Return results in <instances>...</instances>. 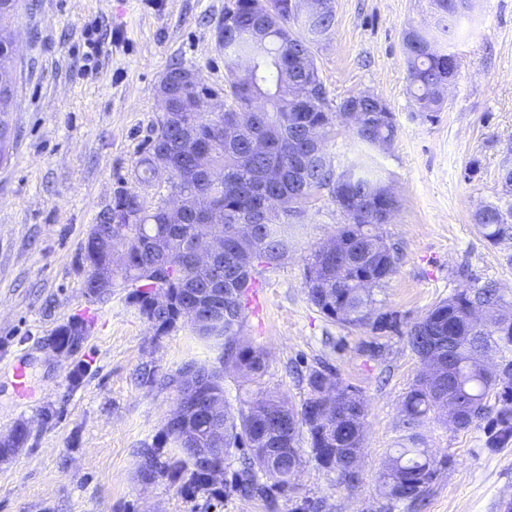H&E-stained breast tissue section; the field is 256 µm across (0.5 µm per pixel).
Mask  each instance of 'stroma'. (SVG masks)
Listing matches in <instances>:
<instances>
[{"label":"stroma","mask_w":512,"mask_h":512,"mask_svg":"<svg viewBox=\"0 0 512 512\" xmlns=\"http://www.w3.org/2000/svg\"><path fill=\"white\" fill-rule=\"evenodd\" d=\"M231 0H26L11 28L24 65L7 161L0 163V435L17 421L32 428L18 454L0 462V512H292L309 499L319 512H505L512 502V442L486 445L485 422L458 430L436 418L404 421L400 404L423 370L405 332L439 300L495 282L512 304V243L477 232L485 204L512 206L502 176L512 169V0H479L458 23L452 49L461 67L435 120L417 112L408 90L402 36L433 27L429 0H335L331 33L312 48L326 109L370 92L391 108L399 130L385 150L369 148L334 122L326 150L334 170L368 157L400 207L383 233L398 248V272L376 288L396 331L374 334L326 319L304 287L310 254L347 217L321 190L300 206L301 229L279 265L257 267L241 334L263 349L265 388L301 403L309 368L323 366L356 387L366 406L360 479L346 487L307 462L288 496L265 501L180 495L167 481L135 476L136 448L164 428L176 393L141 385L151 364L174 372L185 362L220 363L222 350L191 325L155 336L126 301V289L87 296L80 246L117 188L168 199L160 179L139 181L137 162L162 116L158 85L172 63L195 71L228 102L218 27ZM94 30L96 52L86 45ZM74 318L91 321L75 355L58 359L48 339ZM83 363L78 388L69 373ZM24 366L27 398L15 390ZM58 417L40 423L42 410ZM447 456L423 506L385 498L386 454L411 434Z\"/></svg>","instance_id":"35a3bbf8"}]
</instances>
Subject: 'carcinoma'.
<instances>
[{"label": "carcinoma", "mask_w": 512, "mask_h": 512, "mask_svg": "<svg viewBox=\"0 0 512 512\" xmlns=\"http://www.w3.org/2000/svg\"><path fill=\"white\" fill-rule=\"evenodd\" d=\"M458 0H430L438 19V30L410 28L403 36V52L408 71L409 92L417 111L429 119L442 109L448 82V51L456 33ZM22 0H0V69H19V61L9 49L8 24L22 9ZM226 9L235 12L236 28L224 42V68L230 84L232 104L221 115L207 111L210 93L201 84L174 87L172 98L184 97L198 102V111L184 114L183 123L191 125L207 144L198 165L218 172L201 190L223 203L218 217L224 229V254L236 264L224 270L221 302L215 312L203 309L193 325L198 335L223 340L221 367H206L194 361L184 363L172 373L144 365L138 378L144 386L179 389L199 380L202 389L223 403V412L214 419L200 407L185 416L186 432L164 428L152 443L137 449V475L147 483L166 480L185 496L203 493L212 496L238 494L273 503V494H288L292 477L311 457L316 466L336 474L340 485L352 486L349 476L336 458V450L362 449L363 425L355 419L352 401L363 402L362 394L338 380L331 389L324 383L326 369L312 370L307 379L308 393L300 406L260 389L267 371V354L239 335L248 304V293L255 285L253 272L258 266L277 265L288 256L294 225L288 212L269 215L264 224H250L249 217L259 211L266 191L306 201L327 188L349 223L337 230L338 250H315L306 263L305 288L310 302L324 317L355 329L386 331L397 325V316L376 306L372 289L363 279L371 277L378 286L398 271L400 258L383 235L380 212L385 205L398 206L388 198L389 186L363 164H354L337 173L324 168L319 159L309 156L304 129L330 125L332 113L325 110L326 90L314 63L312 45L326 37L334 23L328 14L311 22L299 16L290 0H234ZM264 104V127L274 138L269 149L260 154L251 150L250 137L261 128L244 129L237 139L229 138L231 118ZM354 106L362 109L361 124L355 129L360 142L373 147L378 142L392 143L398 133L392 112L378 108L374 94L360 92L344 99L339 111ZM154 145L138 161L139 180L148 183L154 177ZM270 167L280 170L273 186L262 184V172ZM160 202H146L135 192L119 189L110 204L96 217L102 230L112 234V245L98 241L89 232L81 247L86 271L113 261L117 287L127 288L126 299L141 317L162 336L177 327L183 310L196 303V294L213 281L207 269L191 262L194 247L205 242L212 230L187 214L183 224L163 222ZM479 234L490 244L512 240V207L483 206L476 214ZM161 289L171 294L169 306L152 307V295ZM472 305L486 309V321L474 327L469 318ZM91 329L90 322L73 319L59 326L55 335L70 353L81 348ZM406 341L410 349L425 361L430 347L448 348L454 342L455 387L453 397L472 408L457 422L466 430L487 414L486 399L496 392L498 404L490 436V448H502L512 441V360L499 380L478 368L477 361L490 353L512 350V307L502 305L499 288L493 283L464 289L434 304L409 328ZM235 372L244 382L256 387L233 406L224 394V370ZM448 389L421 375L406 393L401 413L407 421L418 423L430 415L444 412ZM30 427L19 421L12 429L11 442L0 446V457L15 455L27 443ZM307 441L308 453L300 448ZM197 448H215L223 453L224 469H230L235 451L247 449L241 467L233 470L231 480H212L209 463L196 455ZM426 448H395L386 457L381 475L383 495L395 501L415 502L423 495L441 466Z\"/></svg>", "instance_id": "obj_1"}]
</instances>
